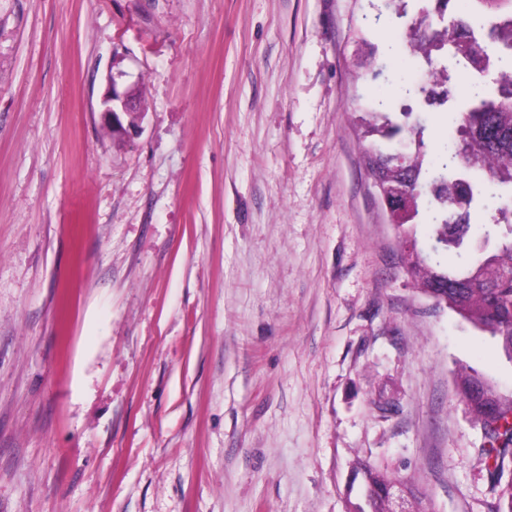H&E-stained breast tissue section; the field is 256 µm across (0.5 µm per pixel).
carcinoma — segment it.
I'll use <instances>...</instances> for the list:
<instances>
[{"label": "carcinoma", "instance_id": "cac0c4a2", "mask_svg": "<svg viewBox=\"0 0 512 512\" xmlns=\"http://www.w3.org/2000/svg\"><path fill=\"white\" fill-rule=\"evenodd\" d=\"M378 0L373 24L384 20L405 27L420 77L407 78L400 99L384 95L355 98L364 141L363 162L370 178L389 195H416V213L432 225V253L406 271L426 292L435 275L450 286L438 294L448 306L494 340L512 363V0H470L459 13L454 0ZM368 58L393 53L356 33ZM471 77L465 97L456 88ZM448 114L452 134L439 154L432 153L424 114ZM408 145L401 165L399 146ZM488 217L476 230L474 219ZM461 391L470 414L484 428L491 461L488 476L500 488L495 512H512V481L502 483L512 465V398L501 401L504 424L487 429L480 397L494 395L474 369L463 370ZM406 488L412 506L425 493L408 480L369 462L362 473L361 512H385L387 490Z\"/></svg>", "mask_w": 512, "mask_h": 512}]
</instances>
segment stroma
Returning <instances> with one entry per match:
<instances>
[{"mask_svg": "<svg viewBox=\"0 0 512 512\" xmlns=\"http://www.w3.org/2000/svg\"><path fill=\"white\" fill-rule=\"evenodd\" d=\"M368 0H0V512H492L469 366L362 164ZM124 71L145 114H99ZM122 76V73L117 76L110 74L109 88L102 99L100 111L104 129L111 137L113 135L118 140L124 137L130 138L134 133L138 134L142 128L141 121L144 116V112L136 110V93L133 90L136 88L134 86L119 88L117 78ZM124 117L127 118L126 126L123 122ZM403 486L406 488L411 500L412 507L417 505L423 510V499L425 493L421 492L408 480L400 476L389 474L385 469L375 466L369 462L364 463L362 473V503L357 507L364 512H384L388 506L387 490Z\"/></svg>", "mask_w": 512, "mask_h": 512, "instance_id": "35a3bbf8", "label": "stroma"}]
</instances>
